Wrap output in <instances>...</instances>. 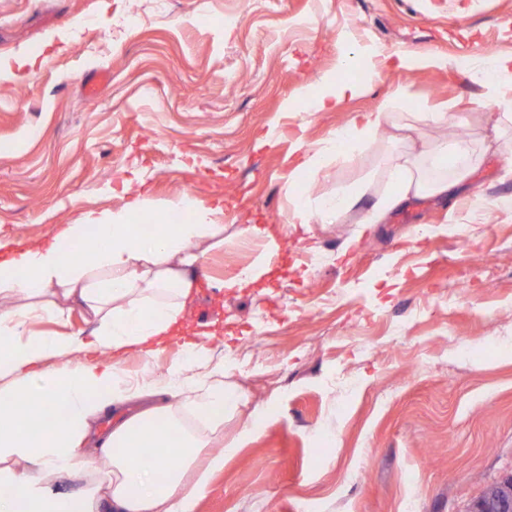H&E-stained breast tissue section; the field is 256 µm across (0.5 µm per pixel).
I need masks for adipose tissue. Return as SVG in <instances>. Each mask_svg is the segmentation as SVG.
<instances>
[{
  "mask_svg": "<svg viewBox=\"0 0 512 512\" xmlns=\"http://www.w3.org/2000/svg\"><path fill=\"white\" fill-rule=\"evenodd\" d=\"M477 72L488 104L512 108V56L492 57ZM405 103L401 93L386 98L306 161L318 167L385 124L407 132V150L384 168L391 188L372 205L369 224L410 199L451 193L478 160L468 142L448 146L421 135L422 127L456 123L447 106L409 112ZM358 199L326 194L312 210L302 196L293 218L332 224ZM142 205L138 198L132 207L62 225L48 243L0 239V512H195L198 491L224 465L220 454L204 469L197 461L203 448L223 441L224 417L239 397L224 381L223 362L199 344L188 343L185 359L165 373L136 383L115 366L78 358L90 344L152 355L183 318L209 248L223 240L222 206L184 198L190 222L143 237L130 222L131 208ZM76 308L92 334L29 327L34 313L65 323ZM57 358L69 366L53 367ZM110 414L116 422L101 431ZM147 448L152 456H144ZM71 479L80 489L61 492Z\"/></svg>",
  "mask_w": 512,
  "mask_h": 512,
  "instance_id": "adipose-tissue-1",
  "label": "adipose tissue"
}]
</instances>
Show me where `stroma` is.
Masks as SVG:
<instances>
[{"mask_svg": "<svg viewBox=\"0 0 512 512\" xmlns=\"http://www.w3.org/2000/svg\"><path fill=\"white\" fill-rule=\"evenodd\" d=\"M75 17L69 44L49 45ZM364 48L449 65L386 70L333 109L283 111ZM20 51L36 65L0 78V238L52 241L125 207L135 177L140 217L167 220L187 196L224 208L207 285L162 351L81 354L131 377L181 362L190 339L226 360L245 403L195 512H466L512 474V214L464 201L512 196V129L474 73L512 54V0H0V60ZM397 91L412 110L451 106L482 162L460 202L414 199L368 224L385 161L405 148L392 128L292 172ZM361 187L337 223H292L302 191ZM454 224L476 225L470 244ZM247 265L257 280L234 287Z\"/></svg>", "mask_w": 512, "mask_h": 512, "instance_id": "35a3bbf8", "label": "stroma"}]
</instances>
